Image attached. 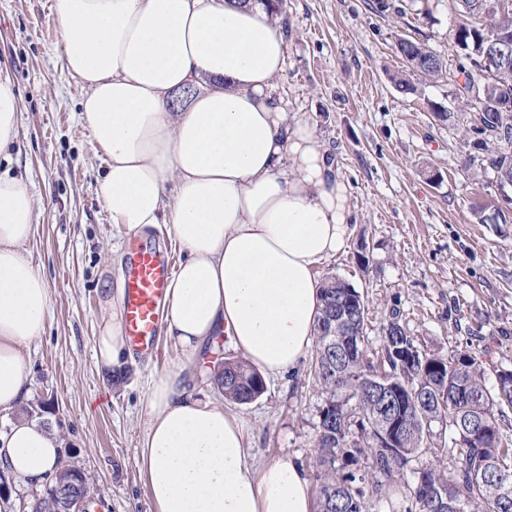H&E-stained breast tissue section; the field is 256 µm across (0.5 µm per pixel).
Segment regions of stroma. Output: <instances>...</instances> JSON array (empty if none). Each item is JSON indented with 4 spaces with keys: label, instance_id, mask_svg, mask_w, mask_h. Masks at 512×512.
<instances>
[{
    "label": "stroma",
    "instance_id": "obj_1",
    "mask_svg": "<svg viewBox=\"0 0 512 512\" xmlns=\"http://www.w3.org/2000/svg\"><path fill=\"white\" fill-rule=\"evenodd\" d=\"M379 14L369 0H285L287 62L278 84L289 116L308 119L336 162L353 208L351 240L324 262L360 292L368 309L367 355L380 362L391 315L419 350L474 356L487 386L512 369V185H500L475 149L471 111L445 79H395L397 50L413 38L456 64L451 37L461 18L454 0H391ZM52 0H0V77L18 101L17 135L0 153V173L30 183L36 200L26 257L51 292L42 336L28 346V404L44 402L64 462L91 478L92 512H152L138 467L147 382L179 358L165 340L124 370L100 368L94 341L105 288L122 285L115 251H129L96 182L104 158L79 120L84 91L65 67ZM449 110L443 120L439 111ZM304 359L269 380L248 404L224 401L208 371L195 373L203 395L242 423L253 470L288 456L312 473L325 398ZM424 449L383 490L372 512H404L420 469L441 465Z\"/></svg>",
    "mask_w": 512,
    "mask_h": 512
}]
</instances>
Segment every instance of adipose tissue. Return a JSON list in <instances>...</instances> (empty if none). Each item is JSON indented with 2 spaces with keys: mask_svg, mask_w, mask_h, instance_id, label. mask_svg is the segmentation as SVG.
I'll return each mask as SVG.
<instances>
[{
  "mask_svg": "<svg viewBox=\"0 0 512 512\" xmlns=\"http://www.w3.org/2000/svg\"><path fill=\"white\" fill-rule=\"evenodd\" d=\"M66 68L83 87L80 120L105 159L97 194L125 233L159 224L183 260L165 301L178 362L149 381L138 466L155 512H313L309 481L280 457L253 472L237 419L198 397L188 365L228 338L264 378L311 349L321 307L316 268L347 247L346 183L311 125L289 117L277 80L282 17L266 0H53ZM207 87L179 111L173 92ZM30 185L0 176V408L28 395V345L51 295L23 247ZM95 353L126 354L116 298ZM61 442L50 423L18 418L0 464L27 486L51 484Z\"/></svg>",
  "mask_w": 512,
  "mask_h": 512,
  "instance_id": "adipose-tissue-1",
  "label": "adipose tissue"
}]
</instances>
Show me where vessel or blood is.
I'll return each mask as SVG.
<instances>
[{
	"mask_svg": "<svg viewBox=\"0 0 512 512\" xmlns=\"http://www.w3.org/2000/svg\"><path fill=\"white\" fill-rule=\"evenodd\" d=\"M172 273L173 263L168 257L148 246L133 247L123 272L122 324L126 340L136 353L147 354L154 349L159 311Z\"/></svg>",
	"mask_w": 512,
	"mask_h": 512,
	"instance_id": "vessel-or-blood-1",
	"label": "vessel or blood"
}]
</instances>
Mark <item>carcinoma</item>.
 <instances>
[{
  "label": "carcinoma",
  "mask_w": 512,
  "mask_h": 512,
  "mask_svg": "<svg viewBox=\"0 0 512 512\" xmlns=\"http://www.w3.org/2000/svg\"><path fill=\"white\" fill-rule=\"evenodd\" d=\"M463 18L453 41L463 62L447 73L446 62L423 44L412 39L398 41V52L412 75L448 78L456 83L461 101L472 109L474 129L486 136L480 146L494 141L489 168L501 182L512 183V64L496 70L485 67L487 46L506 42L512 47V0H455ZM322 309L317 324L314 377L325 395V416L319 422L313 462L318 482L319 512H370L366 486L378 492L385 483L381 475L403 468L422 449L431 447L434 420L450 423L451 443L459 452L452 465L423 468L405 512H433L425 489L442 485L453 494L455 512H512V494L494 495L491 487L506 483L512 487V441L503 440L504 409L512 408V370L497 374V388L489 390L484 370L466 353L444 359L415 351L413 363L400 365L398 347H415L412 336L392 314L384 329L383 363L377 371L366 354L344 355L324 347L331 307L356 305L361 295L343 279L330 276L322 281ZM381 376L390 383L391 404L383 403L368 382ZM217 386L224 398L245 404L262 393L265 381L243 360L226 362L217 372ZM391 413L398 423L394 443L383 448L374 439L387 433L377 420ZM371 457L370 470L359 472L355 465L363 455Z\"/></svg>",
  "instance_id": "1"
}]
</instances>
